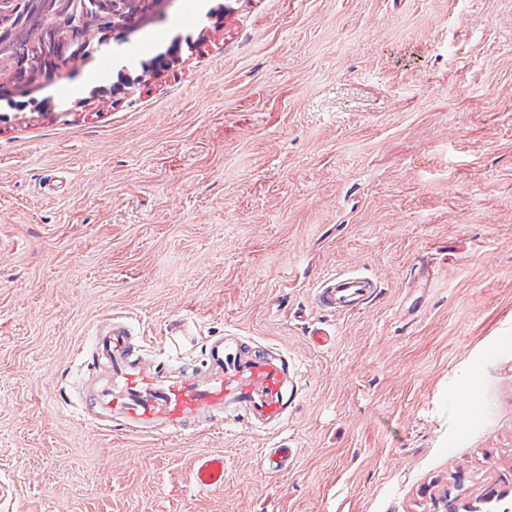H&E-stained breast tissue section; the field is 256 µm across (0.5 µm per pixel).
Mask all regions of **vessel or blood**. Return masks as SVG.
<instances>
[{
	"instance_id": "vessel-or-blood-1",
	"label": "vessel or blood",
	"mask_w": 512,
	"mask_h": 512,
	"mask_svg": "<svg viewBox=\"0 0 512 512\" xmlns=\"http://www.w3.org/2000/svg\"><path fill=\"white\" fill-rule=\"evenodd\" d=\"M374 282L344 272L317 290L322 307L333 312L361 308L372 297ZM92 344L96 371L80 379L85 412L109 431L159 439L174 432L222 426L232 430L285 425L295 390L287 355L242 336H220L205 348L202 371L160 367L133 345L127 325H96ZM192 478L201 490L224 483V459L204 454Z\"/></svg>"
}]
</instances>
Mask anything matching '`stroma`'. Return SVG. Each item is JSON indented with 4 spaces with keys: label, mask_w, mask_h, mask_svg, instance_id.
Masks as SVG:
<instances>
[{
    "label": "stroma",
    "mask_w": 512,
    "mask_h": 512,
    "mask_svg": "<svg viewBox=\"0 0 512 512\" xmlns=\"http://www.w3.org/2000/svg\"><path fill=\"white\" fill-rule=\"evenodd\" d=\"M223 3L172 0L147 54L179 60L112 98L80 67L49 110L0 101V512H429L457 476L475 499L512 475V0ZM343 271L377 290L324 310ZM114 314L158 362L181 326L194 373L215 337L281 349L287 423L95 427L76 377ZM192 478L200 490H211L224 484V457L202 454L198 459Z\"/></svg>",
    "instance_id": "1"
}]
</instances>
